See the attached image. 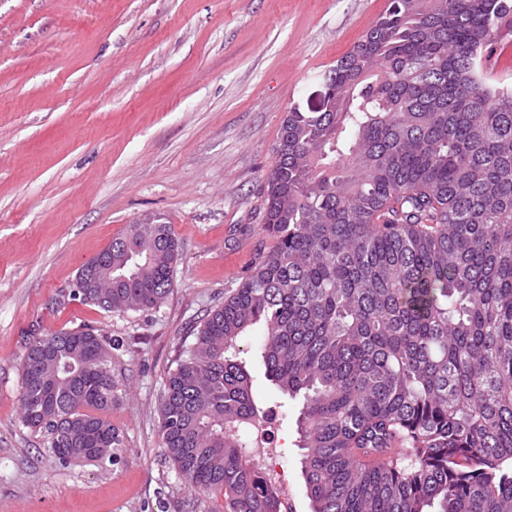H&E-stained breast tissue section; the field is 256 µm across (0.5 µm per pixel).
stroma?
I'll use <instances>...</instances> for the list:
<instances>
[{"instance_id": "stroma-1", "label": "stroma", "mask_w": 512, "mask_h": 512, "mask_svg": "<svg viewBox=\"0 0 512 512\" xmlns=\"http://www.w3.org/2000/svg\"><path fill=\"white\" fill-rule=\"evenodd\" d=\"M387 0H0V512H212L165 459L160 393L181 344L248 274L264 176L286 112ZM179 243L173 289L125 313L85 304L76 276L150 216ZM84 325L111 340L122 438L113 462L60 464L20 421L27 344ZM253 392L287 450L294 512H310L296 405L252 339Z\"/></svg>"}]
</instances>
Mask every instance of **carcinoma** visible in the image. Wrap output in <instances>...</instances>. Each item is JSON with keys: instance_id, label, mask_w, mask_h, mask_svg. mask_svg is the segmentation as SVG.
Here are the masks:
<instances>
[{"instance_id": "obj_1", "label": "carcinoma", "mask_w": 512, "mask_h": 512, "mask_svg": "<svg viewBox=\"0 0 512 512\" xmlns=\"http://www.w3.org/2000/svg\"><path fill=\"white\" fill-rule=\"evenodd\" d=\"M512 0H388L323 74L326 112H287L264 178L276 246L209 311L160 394L159 437L224 512H276L245 429L260 406L238 341L301 404L311 512H512V89L479 60ZM179 244L131 224L78 272L83 300L154 308ZM112 341H30L22 423L58 460L110 461ZM92 412H87V409Z\"/></svg>"}]
</instances>
